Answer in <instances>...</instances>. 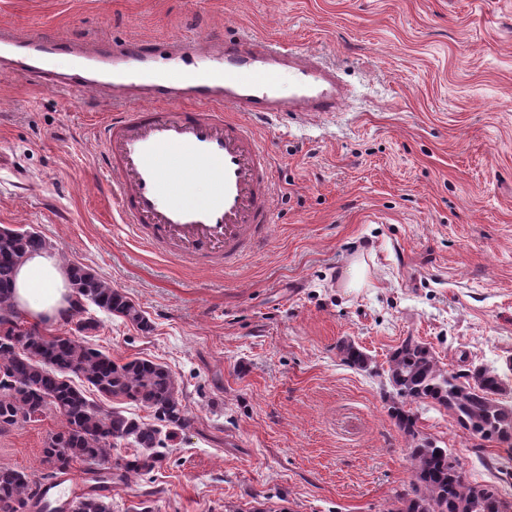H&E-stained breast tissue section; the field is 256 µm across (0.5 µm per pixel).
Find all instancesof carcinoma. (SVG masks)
<instances>
[{
	"label": "carcinoma",
	"instance_id": "cac0c4a2",
	"mask_svg": "<svg viewBox=\"0 0 512 512\" xmlns=\"http://www.w3.org/2000/svg\"><path fill=\"white\" fill-rule=\"evenodd\" d=\"M51 248L35 231L0 227V429L48 411L63 418L62 429L50 435L43 448L46 480L79 462L91 480L100 483L111 469V447L119 441L133 446L135 453L116 464L115 478L146 475L161 461L165 440L190 424L176 379L168 368L146 358L118 362L75 337L17 328L11 298L14 270L27 254ZM67 270L77 299L76 332L99 327L95 318L85 315L88 304L144 332L151 330L146 316L119 289L84 266L70 263ZM340 353L352 367L369 365L366 353L352 342L342 345ZM73 376L106 398L127 399L149 409L154 422H142L117 408L103 411L71 383ZM386 387L388 413L407 436L410 463V490L396 493V506L387 512H512V502L502 498L498 487L468 481L459 457L424 436L417 414L408 409L429 401L442 407L478 440L475 452L494 442L512 462V399L497 369L473 365L449 371L439 365L430 346L409 336L389 356ZM39 486L30 474L1 464L0 512H31L39 502ZM70 512H111V506L95 486L72 501Z\"/></svg>",
	"mask_w": 512,
	"mask_h": 512
}]
</instances>
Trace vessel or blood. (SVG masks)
I'll return each instance as SVG.
<instances>
[{
	"instance_id": "b4317fda",
	"label": "vessel or blood",
	"mask_w": 512,
	"mask_h": 512,
	"mask_svg": "<svg viewBox=\"0 0 512 512\" xmlns=\"http://www.w3.org/2000/svg\"><path fill=\"white\" fill-rule=\"evenodd\" d=\"M0 72L109 103L100 156L122 223L174 261L228 267L273 222L270 151L248 117L300 119L347 100L322 56L245 33L110 41L1 23ZM77 490L69 472L43 486L45 512Z\"/></svg>"
}]
</instances>
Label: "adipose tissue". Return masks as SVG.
<instances>
[{
    "label": "adipose tissue",
    "mask_w": 512,
    "mask_h": 512,
    "mask_svg": "<svg viewBox=\"0 0 512 512\" xmlns=\"http://www.w3.org/2000/svg\"><path fill=\"white\" fill-rule=\"evenodd\" d=\"M70 292L67 271L50 252L29 254L15 269L12 302L33 319L57 322Z\"/></svg>",
    "instance_id": "obj_1"
}]
</instances>
